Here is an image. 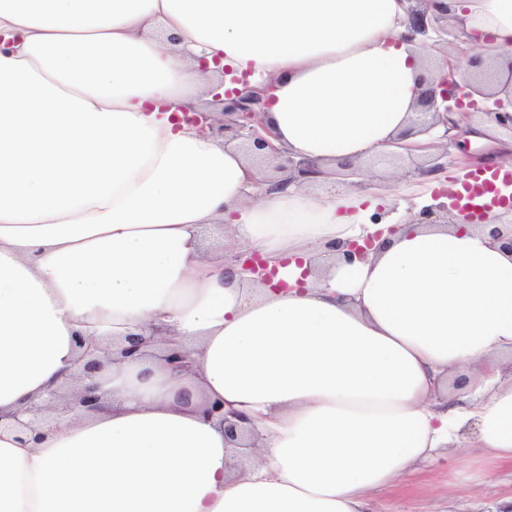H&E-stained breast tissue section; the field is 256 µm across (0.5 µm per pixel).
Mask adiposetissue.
<instances>
[{"instance_id": "1", "label": "adipose tissue", "mask_w": 512, "mask_h": 512, "mask_svg": "<svg viewBox=\"0 0 512 512\" xmlns=\"http://www.w3.org/2000/svg\"><path fill=\"white\" fill-rule=\"evenodd\" d=\"M451 17L512 53V0ZM409 27L407 0H0V512H366L445 448L512 465V252L408 212L465 171L400 198L332 179L392 151L420 78L445 71ZM241 75L275 76L273 143L321 162L304 186L256 196L239 143L177 122ZM368 240L360 262L328 249ZM248 251L284 288L242 271ZM150 324L192 372L156 344L96 374L100 410L76 406L80 340ZM51 389L57 407L15 427ZM214 401L245 414L243 440Z\"/></svg>"}]
</instances>
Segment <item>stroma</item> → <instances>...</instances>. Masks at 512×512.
<instances>
[{"mask_svg": "<svg viewBox=\"0 0 512 512\" xmlns=\"http://www.w3.org/2000/svg\"><path fill=\"white\" fill-rule=\"evenodd\" d=\"M512 495V468L491 469L478 449L443 451L388 491L370 493V512H497Z\"/></svg>", "mask_w": 512, "mask_h": 512, "instance_id": "stroma-1", "label": "stroma"}]
</instances>
